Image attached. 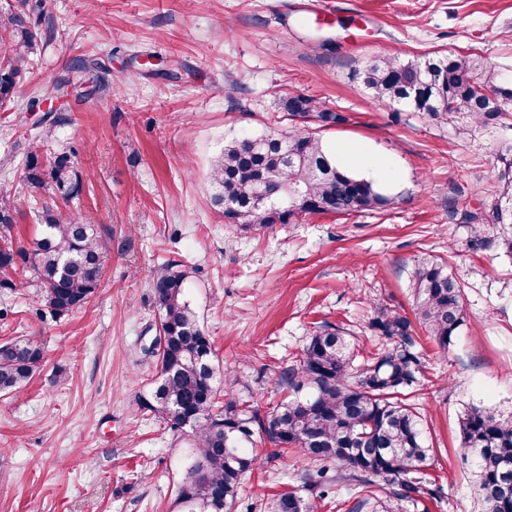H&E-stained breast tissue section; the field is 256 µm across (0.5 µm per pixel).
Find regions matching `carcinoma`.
<instances>
[{
	"label": "carcinoma",
	"instance_id": "1",
	"mask_svg": "<svg viewBox=\"0 0 512 512\" xmlns=\"http://www.w3.org/2000/svg\"><path fill=\"white\" fill-rule=\"evenodd\" d=\"M0 28L11 40L9 63L0 67L2 106L14 101L17 78L27 69L39 33L23 8L4 17ZM351 79L382 104L450 119L482 137L494 136L503 119L512 118V68L481 57L446 50L380 55L354 70ZM285 109L288 134L234 137L212 167L211 202L228 223L261 231L302 213L349 215L392 205L378 184L341 169L322 141L306 131L313 121L322 127L343 123L344 115L300 95L288 97ZM39 148L37 139L26 153L24 179L37 190L52 191L64 207L42 208L40 232L21 246L14 238L8 189L0 186V288L17 287L14 273L31 274L40 288L38 301L60 319L90 302L106 255L96 226L68 208L82 193L70 157L44 158ZM496 151L508 189L493 215L498 224H512V139L498 141ZM269 185L277 191L262 202L260 192ZM411 280L414 318L375 304L371 328L385 339V348L357 365L343 330L318 328L297 363L279 374L286 396L263 411L234 394L238 376H224V399L218 398L220 365L187 298L186 276L169 264L156 268L151 277L156 335L143 351L154 358L159 375L139 404L189 437L192 452L177 491L179 512H232L242 481L260 463L259 439L296 452L308 464L306 495L280 493L268 503L269 512H314V501L343 483L353 497L348 512H409L440 500L442 487L424 476L434 448L409 403L424 368L415 325L448 350L464 324V294L446 262L434 256L415 260ZM44 358V348L28 338L1 343L0 394L22 389ZM459 429L484 512H512V406L490 410L472 404L460 416Z\"/></svg>",
	"mask_w": 512,
	"mask_h": 512
}]
</instances>
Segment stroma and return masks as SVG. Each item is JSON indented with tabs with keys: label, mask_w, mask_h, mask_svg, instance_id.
Returning <instances> with one entry per match:
<instances>
[{
	"label": "stroma",
	"mask_w": 512,
	"mask_h": 512,
	"mask_svg": "<svg viewBox=\"0 0 512 512\" xmlns=\"http://www.w3.org/2000/svg\"><path fill=\"white\" fill-rule=\"evenodd\" d=\"M281 0H27L41 40L0 108V184L11 189L21 240L38 234L22 178L33 137L69 155L83 181L76 205L108 246L90 303L55 320L35 281L0 289V342L42 345L41 372L0 397V512H176L187 450L141 409L157 376L142 338L154 325L150 275L172 264L225 369L243 375L261 409L281 400L279 371L314 329L382 348L374 300L412 307L417 255L442 258L465 294L448 350L419 331L425 363L412 402L435 449L426 478L444 489L429 512H483L460 451L467 404L512 403V254L492 206L505 183L489 140L374 101L350 72L367 60L443 49L512 65V0H321L319 15ZM98 62L88 99L48 91L84 85L76 57ZM300 94L342 113L318 129L328 147L359 143L397 170L395 203L349 216L299 215L266 231L227 224L211 203V166L236 134L287 132L284 102ZM481 224L482 243L474 224ZM263 462L233 512L303 485L294 454Z\"/></svg>",
	"instance_id": "1"
}]
</instances>
